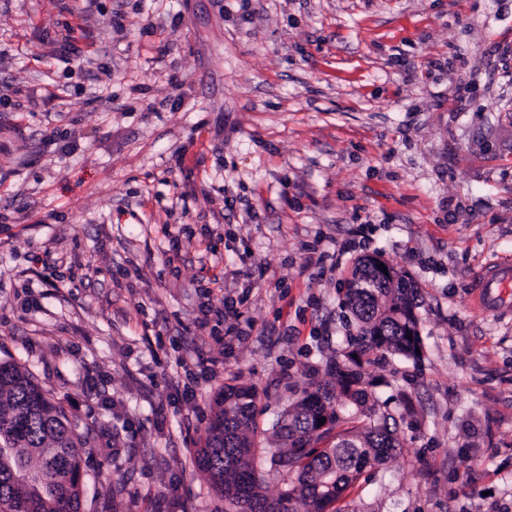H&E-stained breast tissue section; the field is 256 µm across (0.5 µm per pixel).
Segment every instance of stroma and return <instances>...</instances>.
I'll use <instances>...</instances> for the list:
<instances>
[{
  "instance_id": "obj_1",
  "label": "stroma",
  "mask_w": 512,
  "mask_h": 512,
  "mask_svg": "<svg viewBox=\"0 0 512 512\" xmlns=\"http://www.w3.org/2000/svg\"><path fill=\"white\" fill-rule=\"evenodd\" d=\"M83 7L0 0V360L91 428L83 512H225L196 453L217 394L252 388L278 447L337 387L373 254L422 350L362 366L401 446L342 512H512V314L474 305L512 260V0Z\"/></svg>"
}]
</instances>
